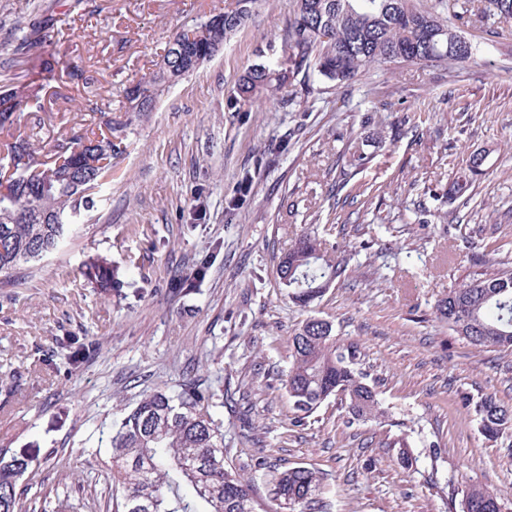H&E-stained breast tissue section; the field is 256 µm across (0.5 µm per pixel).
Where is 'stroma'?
Wrapping results in <instances>:
<instances>
[{"label": "stroma", "instance_id": "1", "mask_svg": "<svg viewBox=\"0 0 512 512\" xmlns=\"http://www.w3.org/2000/svg\"><path fill=\"white\" fill-rule=\"evenodd\" d=\"M74 3L0 0V84L40 85L51 115L64 106L52 96L60 86L120 113L126 87L154 71L176 31L236 0H93L89 15ZM293 8L256 0L223 49L138 123L73 235L0 288V385L21 377L12 396L0 392V448L30 456L33 494L108 512L103 431L157 387L200 378L224 389V462L260 512L267 471L293 466L319 475L317 512H457L473 485L512 512V427L487 439L475 412L489 395L512 407V350L472 345L436 312L463 282L512 269V22L494 39L462 26L478 48L464 63L377 67L342 89L302 73L275 98L241 103L247 68L281 58ZM48 19L82 79L46 73L41 52L23 49ZM352 144L370 161L344 185L337 160ZM481 151L473 200H449ZM246 167L254 192L230 223L225 200ZM360 185L377 191L371 210L353 200ZM306 233L344 271L302 308L279 261ZM216 240L224 251L201 288L177 294L172 274H190ZM95 253L121 266L123 288L87 282L82 263ZM311 317L353 347L381 419H353L336 395L296 422L282 382ZM69 333L104 346L67 378L41 359Z\"/></svg>", "mask_w": 512, "mask_h": 512}]
</instances>
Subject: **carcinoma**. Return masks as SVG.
I'll return each mask as SVG.
<instances>
[{
    "label": "carcinoma",
    "instance_id": "obj_1",
    "mask_svg": "<svg viewBox=\"0 0 512 512\" xmlns=\"http://www.w3.org/2000/svg\"><path fill=\"white\" fill-rule=\"evenodd\" d=\"M255 0H238L237 8L177 31L152 75L126 94L125 118L113 119L99 107L95 128L73 122L43 138L45 110L39 90L0 91V284L13 273L55 250L69 235L82 211L93 203V191L112 172V160L123 154L135 120L153 111L170 86L214 56L244 26ZM512 21V0H461L448 13V0H295L284 38L283 55L249 68L239 83L243 102L276 96L295 74L314 68L323 79L343 88L375 66L427 61L465 62L476 47L460 41L455 23H479L489 36L496 24ZM36 44L57 47L62 31L35 27ZM28 111L30 126H13L17 111ZM486 156L474 154L450 183L454 200L470 196ZM254 183L244 171L225 201L234 219L250 200ZM323 242L301 236L280 261L281 284L292 299L307 307L340 278L341 264L326 257ZM224 243L211 244L210 255L192 275L175 279L178 293L198 287ZM83 276L103 292L120 287V270L107 257L91 255ZM438 312L459 335L476 346L512 348V270L484 274L448 292ZM66 366L53 372L71 375L103 346L93 336H63ZM292 365L284 388L299 415L313 413L328 397L345 398L356 419L382 414L377 394L348 364L349 354L321 319L306 320L292 338ZM224 407V396L191 379L177 391L159 387L145 395L112 425L107 453L113 512H257V503L224 465L223 423L212 409ZM481 431L498 437L512 425V409L487 396L477 405ZM31 460L0 448V512H22L29 487L24 476ZM269 496L279 512L310 507L320 479L307 467L295 466L267 476ZM32 512H63L70 504L29 501ZM461 512H502L498 496L482 487L468 489Z\"/></svg>",
    "mask_w": 512,
    "mask_h": 512
}]
</instances>
